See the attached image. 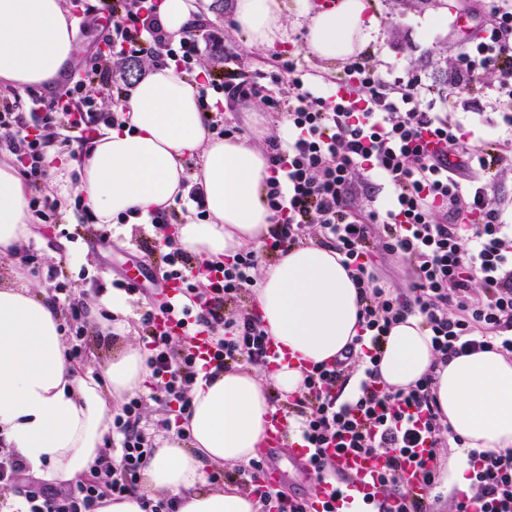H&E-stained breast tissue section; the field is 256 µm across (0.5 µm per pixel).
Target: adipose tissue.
<instances>
[{"label":"adipose tissue","instance_id":"obj_1","mask_svg":"<svg viewBox=\"0 0 512 512\" xmlns=\"http://www.w3.org/2000/svg\"><path fill=\"white\" fill-rule=\"evenodd\" d=\"M371 0H338L311 15L305 51L334 64L365 49ZM288 0H236L234 19L247 46L280 41ZM207 20L197 0H162L160 21L172 37ZM75 26L64 0H0V83L17 89L53 82L77 54ZM200 156L197 177L209 219L184 221L180 248L201 261L233 257L261 244L271 227L265 201L273 170L248 140L212 137L195 84L174 66L156 67L132 88L120 125L89 145L75 191L98 223L120 214L141 216L172 202L183 190L185 161ZM30 188L13 156L0 159V258L18 255L34 237ZM359 292L334 249L298 245L264 265L254 290V312L284 357L273 372L234 366L192 392L190 443L163 440L142 471L156 494L178 512H258L248 493L206 490V465L249 462L266 440L274 412L271 389L303 388V367L330 362L358 335ZM63 314L36 286L0 287V445L42 480L75 484L88 474L112 436V406L144 390L150 377L139 345L113 355L100 370H79L68 359ZM431 338L418 318L394 325L379 371L392 387L414 384L436 370L441 412L464 445L448 460L449 488L468 490V449L512 447V357L488 351L461 355L434 368Z\"/></svg>","mask_w":512,"mask_h":512}]
</instances>
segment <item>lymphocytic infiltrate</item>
Segmentation results:
<instances>
[{"label": "lymphocytic infiltrate", "instance_id": "obj_1", "mask_svg": "<svg viewBox=\"0 0 512 512\" xmlns=\"http://www.w3.org/2000/svg\"><path fill=\"white\" fill-rule=\"evenodd\" d=\"M158 5L121 0L113 10L107 0H85L84 17L110 13L106 34L55 94L17 91L0 99V129L6 132L0 150L17 157L31 182L47 180L53 164L48 150L56 141L84 145L111 122L112 112L124 111L128 92L117 76L128 61L172 63L200 92L220 93L230 106L257 101L287 121L290 138L265 141L274 170L266 182L271 229L260 250L240 251L224 262H195L176 243L173 206L151 213L153 242L145 253L160 254L163 278L181 283L179 302L146 305L139 318L156 387L152 399L163 413L144 416L140 396L124 403L112 416L119 454L102 456L90 476L67 492L28 490L30 512H93L103 497L133 493L155 451L156 432L186 436L183 420L199 375L210 378L242 363L268 369L271 340L257 319L229 316L225 309L256 287L262 260L285 254L311 227L352 272L363 334L333 362L306 369L303 390L289 396L282 411L313 449L317 481L336 476L330 452L381 456L385 463L364 499L370 512H427L409 485L416 478L427 490L438 487L437 450L451 428L442 422L435 373L406 388L390 387L378 371L381 346L393 325L414 316L431 338L437 363L478 351L512 356V224L503 220L492 174L501 157L488 141L469 147L470 131L431 112L417 75L399 79L393 94L379 71L356 56L346 66L350 82L340 97L314 92L292 58L278 59L275 70L265 73L247 70L230 55L223 69L204 68L201 45L211 40L210 30L193 27L172 40L159 23ZM482 7L490 19L459 57L466 81L447 95L484 86L491 75L497 100L511 104L512 0H483ZM285 72L292 80L284 95L276 87ZM105 98L112 101L108 113L99 106ZM429 136L437 150H428ZM373 176L390 190L388 207L357 198L359 183ZM379 255L409 268V294L382 285ZM172 315L190 319L188 337L207 335L209 357L198 358L189 342L175 344L174 333L161 330ZM417 448L428 455L410 478L403 460ZM468 456L470 487L453 496L451 512H512V448L472 449ZM262 469L253 459L227 472L214 470L208 479L251 490L261 512H308L307 498L261 484Z\"/></svg>", "mask_w": 512, "mask_h": 512}]
</instances>
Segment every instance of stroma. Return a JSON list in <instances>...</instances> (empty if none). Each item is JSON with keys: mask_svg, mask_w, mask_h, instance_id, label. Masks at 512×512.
Instances as JSON below:
<instances>
[{"mask_svg": "<svg viewBox=\"0 0 512 512\" xmlns=\"http://www.w3.org/2000/svg\"><path fill=\"white\" fill-rule=\"evenodd\" d=\"M234 2L224 0L223 10L210 12L206 26L220 32L222 41L219 47H204L206 61L214 64L232 54L251 70L264 72L270 69L275 54L279 53L286 58L298 59L306 82L315 88H332L345 79L344 63L330 66L306 54V29L300 25H289L285 38L271 48L245 49L239 30L224 25L225 20L233 16ZM451 11L470 13L473 24L478 27L486 21L477 0H375L373 13L378 32L364 56L387 82H394L409 72L416 74L424 101L431 111L452 125L478 126L484 137L496 142L499 153L509 160L508 165L497 170L496 196L505 205L512 206V130L503 125L499 105L483 90L450 101L439 96L440 90L461 81L459 56L466 38L449 22L442 21L429 29L424 21L428 16H443ZM76 201V196H69L66 205L57 210V224L43 226L40 237L33 240L32 245L37 248L43 267L35 280L45 295H53L54 283L47 279L44 270L48 267L61 269L76 298L89 300L95 298L96 288L108 289L113 282L121 280L122 270L136 244L148 237L152 228L135 219L111 224L107 227V243H100L97 228L81 226ZM138 301L135 295L126 300L128 333L103 337L93 331L84 337L77 366H100L122 350L130 337L138 335Z\"/></svg>", "mask_w": 512, "mask_h": 512, "instance_id": "1", "label": "stroma"}]
</instances>
